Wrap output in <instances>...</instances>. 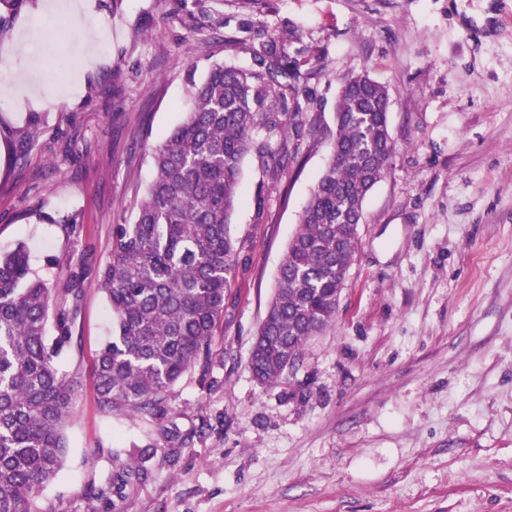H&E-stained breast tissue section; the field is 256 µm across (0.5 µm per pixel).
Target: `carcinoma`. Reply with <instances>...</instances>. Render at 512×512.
Listing matches in <instances>:
<instances>
[{
	"instance_id": "cac0c4a2",
	"label": "carcinoma",
	"mask_w": 512,
	"mask_h": 512,
	"mask_svg": "<svg viewBox=\"0 0 512 512\" xmlns=\"http://www.w3.org/2000/svg\"><path fill=\"white\" fill-rule=\"evenodd\" d=\"M35 0H0V34ZM270 34L253 48L257 68L214 63L197 81L193 107L152 155L154 178L130 224L112 225L109 259L86 254L64 265L31 267L24 243L0 255V512H43L44 486L63 469L73 395L62 356L80 350L86 283L106 294L112 335L94 362L106 414L157 421L165 398L192 369L207 370L238 264L231 233L241 163L253 150L276 177L286 145L254 135L294 134L311 103L305 76ZM388 89L366 72L342 84L331 161L307 204L279 268L278 285L253 343L249 368L277 381L304 342L333 321L358 249L363 203L386 177L396 144ZM144 468L122 463L116 478L139 481Z\"/></svg>"
}]
</instances>
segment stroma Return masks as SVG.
<instances>
[{
	"instance_id": "1",
	"label": "stroma",
	"mask_w": 512,
	"mask_h": 512,
	"mask_svg": "<svg viewBox=\"0 0 512 512\" xmlns=\"http://www.w3.org/2000/svg\"><path fill=\"white\" fill-rule=\"evenodd\" d=\"M80 27L30 6L0 34V253L108 258L191 106L190 75L254 67L274 33L314 102L315 134L271 179L242 164L240 263L208 371L164 426L107 415L94 360L111 329L86 286L68 459L43 512H512V0H77ZM368 70L396 142L368 194L336 316L273 384L249 351L299 213L331 158L338 89ZM71 99L37 104L44 73ZM76 219L69 233L63 219ZM147 474L113 483L144 451ZM111 484V504L93 498Z\"/></svg>"
}]
</instances>
